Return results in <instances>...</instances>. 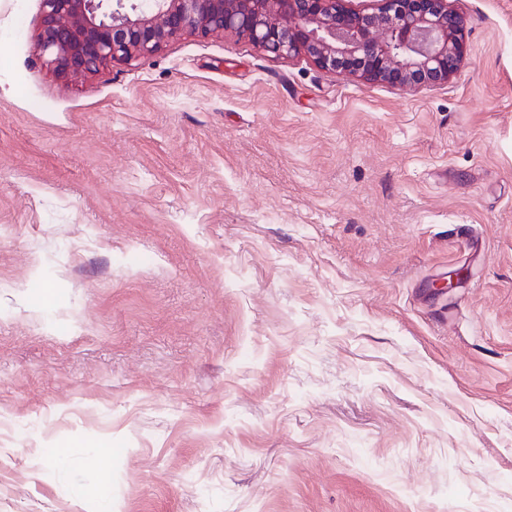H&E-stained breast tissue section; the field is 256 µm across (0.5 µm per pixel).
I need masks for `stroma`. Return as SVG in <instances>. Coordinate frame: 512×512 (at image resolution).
<instances>
[{"instance_id":"obj_1","label":"stroma","mask_w":512,"mask_h":512,"mask_svg":"<svg viewBox=\"0 0 512 512\" xmlns=\"http://www.w3.org/2000/svg\"><path fill=\"white\" fill-rule=\"evenodd\" d=\"M455 7L401 88L231 35L65 80L0 0V512H512V0ZM83 445H75L70 448H55L52 460L54 462H67L72 460L74 457L81 455L85 460H89L99 469L103 471L108 470L110 462V453L105 449L104 445L86 446L87 448L93 449H76L84 448Z\"/></svg>"}]
</instances>
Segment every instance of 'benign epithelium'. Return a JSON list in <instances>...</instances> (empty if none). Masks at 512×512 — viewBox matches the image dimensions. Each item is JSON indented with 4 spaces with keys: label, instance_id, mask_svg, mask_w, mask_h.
<instances>
[{
    "label": "benign epithelium",
    "instance_id": "7a95c632",
    "mask_svg": "<svg viewBox=\"0 0 512 512\" xmlns=\"http://www.w3.org/2000/svg\"><path fill=\"white\" fill-rule=\"evenodd\" d=\"M42 0L35 52L78 79L139 62L183 35L230 34L276 58H305L367 83H447L467 55L453 0Z\"/></svg>",
    "mask_w": 512,
    "mask_h": 512
}]
</instances>
